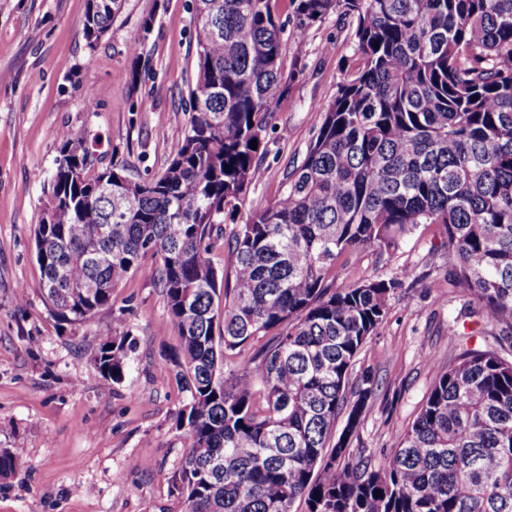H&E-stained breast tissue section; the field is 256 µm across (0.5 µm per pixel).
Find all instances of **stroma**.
Masks as SVG:
<instances>
[{
  "mask_svg": "<svg viewBox=\"0 0 512 512\" xmlns=\"http://www.w3.org/2000/svg\"><path fill=\"white\" fill-rule=\"evenodd\" d=\"M86 3L0 0V449L23 451L15 476L0 481V512H183L169 479L185 453L174 425L184 395L162 368L177 345L165 330L162 288L134 275L90 321L60 323L43 303L34 227L59 130L83 137L103 163L134 180L173 159L184 125L172 115L188 113L195 78V0H125L92 46L82 35ZM351 33L349 20L334 14L304 43L289 44L290 88L268 120L254 182L224 217L225 232L278 198L287 171L303 162L318 109L335 96L353 57ZM140 99L149 109L133 111ZM444 251L442 227L423 224L398 250L352 251L336 265L339 288L369 275L403 281L352 373L374 381L351 442L373 459L388 453L429 391V357L451 363L463 349L493 345L499 333L468 317L444 278ZM114 331L130 332L135 347L128 376L112 385L93 356Z\"/></svg>",
  "mask_w": 512,
  "mask_h": 512,
  "instance_id": "stroma-1",
  "label": "stroma"
}]
</instances>
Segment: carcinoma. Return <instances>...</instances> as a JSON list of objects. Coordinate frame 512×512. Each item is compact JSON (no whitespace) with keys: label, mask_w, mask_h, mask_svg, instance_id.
I'll return each mask as SVG.
<instances>
[{"label":"carcinoma","mask_w":512,"mask_h":512,"mask_svg":"<svg viewBox=\"0 0 512 512\" xmlns=\"http://www.w3.org/2000/svg\"><path fill=\"white\" fill-rule=\"evenodd\" d=\"M123 2L87 0V45ZM289 5L283 20L278 0H196L191 112L161 173L96 169L84 139L59 131L34 228L46 309L80 325L132 275L163 288L179 338L163 369L186 393L170 487L184 512H512V0ZM336 13L356 66L286 190L233 231L229 285L212 254L253 182L250 143L263 145L288 92L286 45ZM421 224L443 226L448 284L500 333L437 368L376 464L349 449L373 382L350 380L402 282L336 289V261L396 250ZM134 345L124 333L99 343L102 379L124 380ZM19 458L0 449V479Z\"/></svg>","instance_id":"obj_1"}]
</instances>
